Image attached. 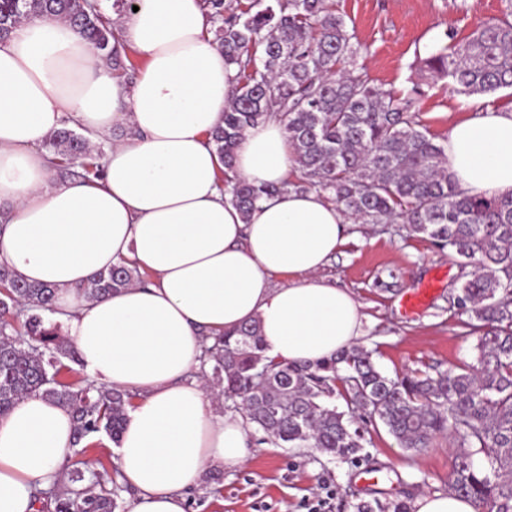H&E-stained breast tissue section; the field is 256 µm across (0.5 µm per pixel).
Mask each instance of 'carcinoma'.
Segmentation results:
<instances>
[{
    "label": "carcinoma",
    "instance_id": "cac0c4a2",
    "mask_svg": "<svg viewBox=\"0 0 512 512\" xmlns=\"http://www.w3.org/2000/svg\"><path fill=\"white\" fill-rule=\"evenodd\" d=\"M225 60L238 83L224 125L208 136L226 171L247 128L270 118L288 133L300 176L282 185L224 179L227 201L249 215L264 198L315 190L361 224H407L473 267L455 305L477 335L476 365L390 377L373 352L355 346L315 365L265 354L259 327L204 350L213 384L275 448H318L344 457L364 447V419L379 421L407 450L446 439L455 448L450 492L488 512H512V194L469 195L448 172L443 143L424 126L416 103L422 84L404 94L371 84L359 62L362 46L331 0H204ZM69 21L112 69L123 67L112 44V22L86 0H0V39L31 16ZM452 41L421 62L420 72L448 80L457 92L489 95L512 89V11L480 20L469 39ZM49 163L63 177L99 178L102 169L79 133L62 128L48 141ZM120 262L78 287L88 300L143 282ZM55 311V289L16 278L0 267V416L30 395L55 400L73 415L68 484L35 492L53 512H115L121 490L107 468L81 458L92 438L119 442L134 395L83 376L67 381L76 351L56 342L44 317ZM345 401L347 410L336 407ZM484 455L475 467L473 452Z\"/></svg>",
    "mask_w": 512,
    "mask_h": 512
}]
</instances>
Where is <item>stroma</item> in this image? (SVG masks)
<instances>
[{
    "instance_id": "stroma-1",
    "label": "stroma",
    "mask_w": 512,
    "mask_h": 512,
    "mask_svg": "<svg viewBox=\"0 0 512 512\" xmlns=\"http://www.w3.org/2000/svg\"><path fill=\"white\" fill-rule=\"evenodd\" d=\"M365 47V73L372 84L409 91L423 82L420 118L436 139L451 123L479 107H508L512 95L467 96L445 81L420 80L418 59L435 52L454 29L465 42L476 22L503 16L512 0H334ZM470 268L410 235L404 224H355L348 244L323 275L352 292L366 316L363 346L387 375L445 370L474 363L476 339L468 335L454 299ZM438 280L432 299L417 313L401 312L403 294ZM367 441L356 460H340L314 448L268 450L256 445L238 468L208 473L189 492L187 512H312L319 496L329 495V512H394L396 504L414 508L423 493H447L455 451L445 441L420 452L399 447L381 423L366 425ZM379 470L381 483L362 486L360 472Z\"/></svg>"
}]
</instances>
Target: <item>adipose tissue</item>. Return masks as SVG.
<instances>
[{"label":"adipose tissue","instance_id":"obj_1","mask_svg":"<svg viewBox=\"0 0 512 512\" xmlns=\"http://www.w3.org/2000/svg\"><path fill=\"white\" fill-rule=\"evenodd\" d=\"M120 53L144 61L115 77L65 19L22 21L0 41V266L56 290L55 318L89 377L134 393L113 466L135 489L127 512H186L213 468L251 454L242 415L191 377L204 346L258 324L266 353L314 364L359 345L364 314L323 270L347 241L342 209L314 191L224 200L208 136L222 125L237 69L201 0H136L113 14ZM104 147L101 178L59 179L42 149L64 126ZM121 126L127 136L102 140ZM449 172L470 195L512 193V108L449 125ZM279 122L249 127L232 173L279 184L296 169ZM128 261L149 278L88 301L92 273ZM73 444L69 408L29 396L0 417V512H37Z\"/></svg>","mask_w":512,"mask_h":512}]
</instances>
